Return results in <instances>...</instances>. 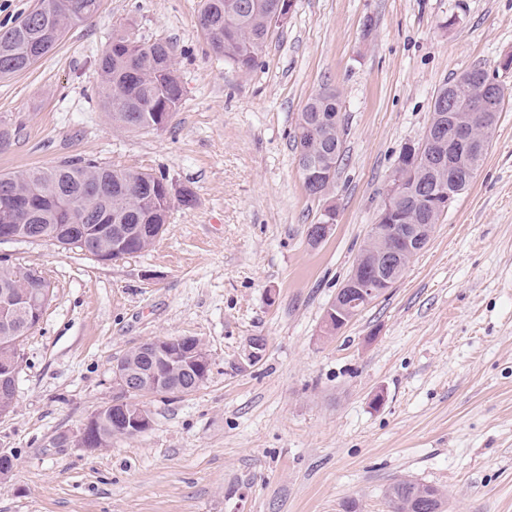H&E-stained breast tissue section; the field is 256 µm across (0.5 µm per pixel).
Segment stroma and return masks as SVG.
I'll list each match as a JSON object with an SVG mask.
<instances>
[{"mask_svg": "<svg viewBox=\"0 0 512 512\" xmlns=\"http://www.w3.org/2000/svg\"><path fill=\"white\" fill-rule=\"evenodd\" d=\"M203 0H100L31 68L0 79V173L82 156L165 173L174 206L142 254L100 262L45 241L0 243L54 296L23 338L17 405L0 417V512H391L395 481L446 512H512V0H295L261 64L215 57ZM168 41L183 86L170 129L112 126L97 60L122 26ZM499 75L504 109L470 189L401 279L333 336L323 318L377 223L403 147L441 85ZM345 117L336 224L290 138L322 87ZM211 361L187 395L146 397L148 430L90 451L72 440L111 403L112 365L159 337ZM264 338L260 361L246 359Z\"/></svg>", "mask_w": 512, "mask_h": 512, "instance_id": "1", "label": "stroma"}]
</instances>
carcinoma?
<instances>
[{"label":"carcinoma","instance_id":"1","mask_svg":"<svg viewBox=\"0 0 512 512\" xmlns=\"http://www.w3.org/2000/svg\"><path fill=\"white\" fill-rule=\"evenodd\" d=\"M288 0H204L199 25L210 51L242 71L254 69L265 53L275 29L274 18L282 13ZM99 0H43L20 22L0 33V78L17 75L29 69L55 48L66 31L95 16ZM102 75V97L112 118V126L134 133L167 130L179 109L182 82L172 64L168 42L146 43L129 29L112 33L98 59ZM504 100H499L495 116L483 118L473 111L458 110L456 120L466 126L472 136L488 140L496 129ZM299 133L292 135L295 152L305 151L309 168L299 167L303 180L326 170H337L343 153L344 120L336 91L329 90L310 97L300 112ZM485 154H473L458 168V181L448 182V206L472 184ZM401 175L407 182L437 193L443 173L417 162L412 151L405 148L400 155ZM165 173H145L125 168H109L84 157H76L52 166H35L21 171L0 174V203L20 198L35 203L32 217L13 228L19 237L41 236L54 244H65L68 236L63 213L84 206L78 193L85 190L93 197L89 206L97 214L107 215L110 224H125L129 236L126 245L131 251H143L153 244L140 230L151 224L159 213L173 203L194 206L192 192L172 202L165 193ZM445 208H424L408 201L400 221L405 224L438 223ZM46 279L34 268L17 267L8 258H0V296L23 294L43 286ZM32 324L23 314L9 321L0 320V356L20 358L15 340L27 335ZM127 362L147 378H163L190 386L194 377L182 372L183 366L157 361L144 351L130 352ZM96 420L90 428L92 442L100 448L112 438L124 436L125 420L112 417V408L94 412ZM393 512H442V494L435 486L411 480H399L385 491Z\"/></svg>","mask_w":512,"mask_h":512}]
</instances>
